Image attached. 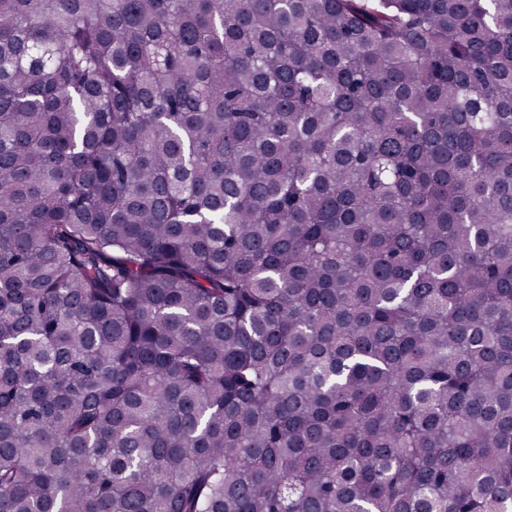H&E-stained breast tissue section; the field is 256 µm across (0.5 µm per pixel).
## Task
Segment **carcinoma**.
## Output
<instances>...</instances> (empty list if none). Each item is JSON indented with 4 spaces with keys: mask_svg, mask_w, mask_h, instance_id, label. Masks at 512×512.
I'll list each match as a JSON object with an SVG mask.
<instances>
[{
    "mask_svg": "<svg viewBox=\"0 0 512 512\" xmlns=\"http://www.w3.org/2000/svg\"><path fill=\"white\" fill-rule=\"evenodd\" d=\"M0 512H512V0H0Z\"/></svg>",
    "mask_w": 512,
    "mask_h": 512,
    "instance_id": "1",
    "label": "carcinoma"
}]
</instances>
